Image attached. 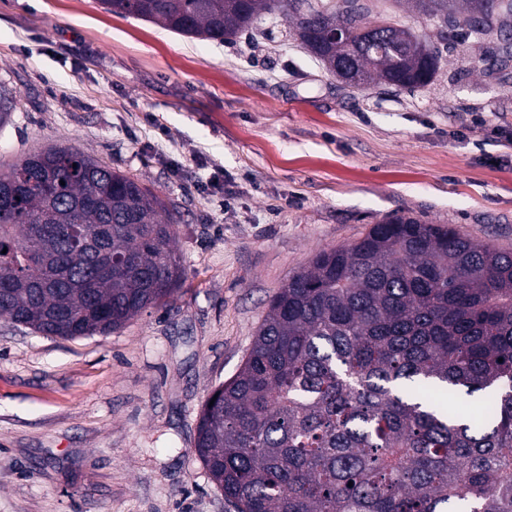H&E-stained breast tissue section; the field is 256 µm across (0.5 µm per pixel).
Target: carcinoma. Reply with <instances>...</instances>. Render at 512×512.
<instances>
[{
    "label": "carcinoma",
    "mask_w": 512,
    "mask_h": 512,
    "mask_svg": "<svg viewBox=\"0 0 512 512\" xmlns=\"http://www.w3.org/2000/svg\"><path fill=\"white\" fill-rule=\"evenodd\" d=\"M512 61V0H415ZM109 12L224 42L276 15L332 75L414 89L440 50L362 0H104ZM344 35L335 40L336 29ZM49 182L57 196L40 187ZM0 319L109 334L183 277L174 219L138 180L71 146L0 164ZM123 266L94 277L88 237ZM195 454L234 512H512V252L396 217L289 277L238 371L205 401Z\"/></svg>",
    "instance_id": "carcinoma-1"
}]
</instances>
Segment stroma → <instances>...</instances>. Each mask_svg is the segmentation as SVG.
Segmentation results:
<instances>
[{
    "mask_svg": "<svg viewBox=\"0 0 512 512\" xmlns=\"http://www.w3.org/2000/svg\"><path fill=\"white\" fill-rule=\"evenodd\" d=\"M370 19L439 21L368 0ZM415 90L350 88L283 18L219 44L100 0H0V161L78 148L154 191L184 280L107 335L0 321V512H232L194 453L205 400L323 249L393 216L512 250V65L439 39Z\"/></svg>",
    "mask_w": 512,
    "mask_h": 512,
    "instance_id": "1",
    "label": "stroma"
}]
</instances>
